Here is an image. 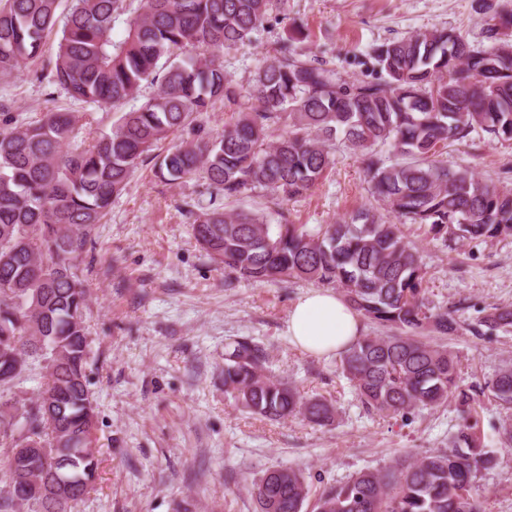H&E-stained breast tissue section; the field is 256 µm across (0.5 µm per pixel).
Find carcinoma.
<instances>
[{
    "instance_id": "obj_1",
    "label": "carcinoma",
    "mask_w": 512,
    "mask_h": 512,
    "mask_svg": "<svg viewBox=\"0 0 512 512\" xmlns=\"http://www.w3.org/2000/svg\"><path fill=\"white\" fill-rule=\"evenodd\" d=\"M60 4L0 0V75L40 57L59 26L44 67L72 99L117 110L143 86L155 90L80 143L84 113L46 112L27 123L0 114V337L12 341L0 347V445L9 449L0 512H72L95 482L87 289L75 261L138 165L183 131L192 138L158 157L155 174L203 180L208 205L185 206L212 259L256 282L332 284L359 316L394 331L361 336L339 352L338 369L367 410L407 420L450 399L462 409L448 448L328 483L313 512H483L471 489L496 456L484 449L475 405L487 396L512 408V366L464 384L457 356L422 339L428 328L454 336L461 324L454 312L429 306L422 258L388 215L443 242L512 235V188L437 159L439 148L478 130L512 143V12L491 18L483 47L447 28L376 46L371 58L386 77L375 82H347L285 42L246 88L225 73L224 50L251 41L271 0H139L136 8L128 0H69L63 16ZM126 14V35L116 40ZM218 101L243 110L213 135L199 117ZM338 140L360 155L375 203L315 231L283 213L272 226L257 213L224 210V199L256 189L282 202L306 194L331 169ZM483 326L511 329L512 308H492L473 332ZM35 361L51 380L49 408L40 393L22 407L3 398ZM224 389L271 420L299 415L323 425L335 415L327 399H306L271 378L266 355L247 338L225 347ZM34 439L60 465L14 453ZM62 472L72 478L63 501L18 493L30 478L55 482ZM308 493L304 475L290 467L267 471L252 488L257 512H304Z\"/></svg>"
}]
</instances>
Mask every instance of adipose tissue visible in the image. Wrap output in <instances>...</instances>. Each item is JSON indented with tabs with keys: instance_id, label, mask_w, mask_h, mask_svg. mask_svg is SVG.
I'll return each instance as SVG.
<instances>
[{
	"instance_id": "adipose-tissue-1",
	"label": "adipose tissue",
	"mask_w": 512,
	"mask_h": 512,
	"mask_svg": "<svg viewBox=\"0 0 512 512\" xmlns=\"http://www.w3.org/2000/svg\"><path fill=\"white\" fill-rule=\"evenodd\" d=\"M359 316L331 290H313L293 306L286 324L292 343L302 351L324 356L336 353L359 336Z\"/></svg>"
}]
</instances>
